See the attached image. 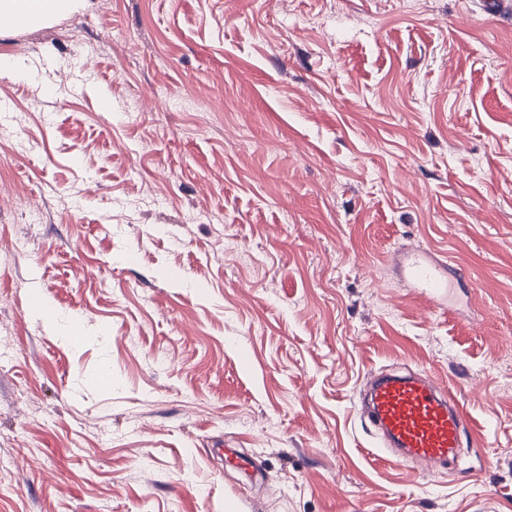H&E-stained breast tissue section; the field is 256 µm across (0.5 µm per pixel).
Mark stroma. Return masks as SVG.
Listing matches in <instances>:
<instances>
[{
    "instance_id": "obj_1",
    "label": "stroma",
    "mask_w": 512,
    "mask_h": 512,
    "mask_svg": "<svg viewBox=\"0 0 512 512\" xmlns=\"http://www.w3.org/2000/svg\"><path fill=\"white\" fill-rule=\"evenodd\" d=\"M406 244L468 295L401 288ZM405 367L473 420L446 474L360 419L368 373ZM231 502L512 512V0H83L0 28V512ZM220 454L225 453L226 460L228 462L234 463L237 467L245 470L246 472L252 475H258L259 477H264V464L262 461L253 460L252 458L241 455L234 448H220Z\"/></svg>"
}]
</instances>
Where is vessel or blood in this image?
<instances>
[{
	"mask_svg": "<svg viewBox=\"0 0 512 512\" xmlns=\"http://www.w3.org/2000/svg\"><path fill=\"white\" fill-rule=\"evenodd\" d=\"M403 279L433 309H445L449 284L464 275L445 255L419 248L400 252ZM362 410L397 463L412 461L438 474L455 461L471 419L451 387L424 371H391L372 377Z\"/></svg>",
	"mask_w": 512,
	"mask_h": 512,
	"instance_id": "b4317fda",
	"label": "vessel or blood"
}]
</instances>
